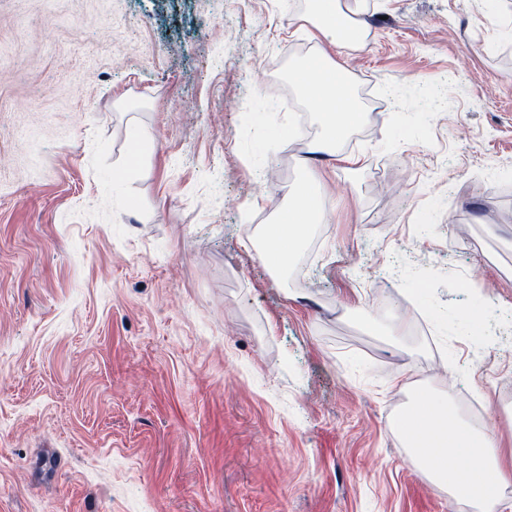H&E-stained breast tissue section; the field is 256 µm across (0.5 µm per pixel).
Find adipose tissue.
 Returning <instances> with one entry per match:
<instances>
[{
    "label": "adipose tissue",
    "instance_id": "adipose-tissue-1",
    "mask_svg": "<svg viewBox=\"0 0 512 512\" xmlns=\"http://www.w3.org/2000/svg\"><path fill=\"white\" fill-rule=\"evenodd\" d=\"M307 18L316 30L315 46L289 70L288 79L318 112L320 133L307 146L310 158L336 159L341 142L361 125L365 110L355 95L349 69L335 62L331 53L362 48L368 23L360 0H309ZM289 197L259 253L261 261L273 269L287 266L303 246L307 227L326 221L312 183L298 184ZM393 424L427 467L432 482L447 486L458 503L492 512L503 490L512 486V459L501 452L492 431L457 419L447 401L419 393L408 412ZM452 458L462 462V470L449 469Z\"/></svg>",
    "mask_w": 512,
    "mask_h": 512
}]
</instances>
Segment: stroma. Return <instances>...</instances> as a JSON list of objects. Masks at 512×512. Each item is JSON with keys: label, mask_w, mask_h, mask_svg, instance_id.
<instances>
[{"label": "stroma", "mask_w": 512, "mask_h": 512, "mask_svg": "<svg viewBox=\"0 0 512 512\" xmlns=\"http://www.w3.org/2000/svg\"><path fill=\"white\" fill-rule=\"evenodd\" d=\"M306 4L0 0V512H467L390 424L420 389L512 451V0H363L365 120L275 273Z\"/></svg>", "instance_id": "stroma-1"}]
</instances>
